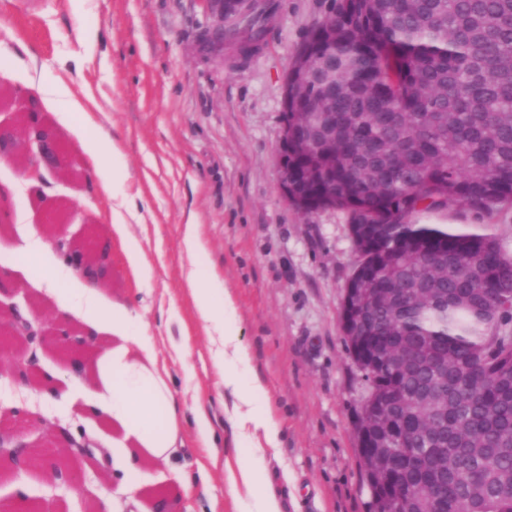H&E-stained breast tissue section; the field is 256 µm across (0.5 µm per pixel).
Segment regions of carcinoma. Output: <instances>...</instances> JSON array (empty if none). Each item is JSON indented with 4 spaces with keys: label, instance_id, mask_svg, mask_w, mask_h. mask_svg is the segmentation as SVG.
<instances>
[{
    "label": "carcinoma",
    "instance_id": "1",
    "mask_svg": "<svg viewBox=\"0 0 512 512\" xmlns=\"http://www.w3.org/2000/svg\"><path fill=\"white\" fill-rule=\"evenodd\" d=\"M364 26L318 28L311 80L288 74V180L307 209L369 231L364 353L381 359L371 405L398 512H512V256L491 236L415 223L452 204H512V0H361ZM271 0L236 25L254 43ZM336 113V125L321 112ZM396 337L426 353L395 368Z\"/></svg>",
    "mask_w": 512,
    "mask_h": 512
}]
</instances>
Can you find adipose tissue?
I'll return each instance as SVG.
<instances>
[{
  "label": "adipose tissue",
  "instance_id": "obj_1",
  "mask_svg": "<svg viewBox=\"0 0 512 512\" xmlns=\"http://www.w3.org/2000/svg\"><path fill=\"white\" fill-rule=\"evenodd\" d=\"M55 95L67 98L70 116L78 131L92 144L88 159L99 175L104 192L114 193L127 181V159L120 146L100 134L92 99L71 96L65 84H56ZM182 245L189 258L183 277L203 322L214 367L224 381V390L233 402L226 419L234 442L242 451L236 466L227 467V481L248 498L247 512H284L282 500L266 488V472L259 454L279 445L280 430L263 407L265 386L259 381L244 382L251 353L240 337L235 321V304L203 262L198 227L183 226ZM52 247L39 227H31L18 249V259L38 267V275L48 294L56 300L60 315H73L86 323L89 331L108 325L114 342L96 363L81 360L71 364L70 374L92 377L98 388L99 405L118 427L122 442L137 453L170 462L183 445L174 399L165 374L150 360L151 346L141 324L123 305L105 301L97 281L79 283L50 260Z\"/></svg>",
  "mask_w": 512,
  "mask_h": 512
}]
</instances>
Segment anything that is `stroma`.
I'll list each match as a JSON object with an SVG mask.
<instances>
[{"label": "stroma", "instance_id": "1", "mask_svg": "<svg viewBox=\"0 0 512 512\" xmlns=\"http://www.w3.org/2000/svg\"><path fill=\"white\" fill-rule=\"evenodd\" d=\"M260 50L216 65L196 34L205 17L196 0H0V124L18 125L23 103L35 101L74 161V178L28 184L18 165L0 158V270L19 292L18 310L45 327L58 324L57 306L17 264L30 225L48 237L83 239L96 226L112 263L105 300L137 316L155 360L167 372L186 448L171 463L132 459L112 447L118 429L95 407L91 379L67 375L51 343L18 346L0 365H23L35 382L0 376V445L41 447L57 429L108 444L111 464L100 470L91 453L71 460L75 486L58 485L50 469L0 465V502L39 503L43 512H128L135 484L139 512L158 499L176 512H244L226 482L237 450L226 422L231 398L214 368L207 333L183 286L189 260L182 227L195 220L205 261L235 303L236 322L252 361L244 380L259 378L264 404L281 428L277 449L264 453L268 487L284 512H369L356 423L365 394L342 329L344 290L358 260L349 216L339 209L305 211L280 189L283 84L313 29L339 0H274ZM64 83L78 98L92 95L103 128L126 153L138 219L117 236L109 217L117 201L99 187L87 142L61 119ZM58 208L49 227L45 204ZM420 223L485 233L512 256V207L477 212L453 205L423 213ZM139 250L152 268L142 279L128 262ZM67 407H58V398ZM211 424L203 442L197 412Z\"/></svg>", "mask_w": 512, "mask_h": 512}]
</instances>
